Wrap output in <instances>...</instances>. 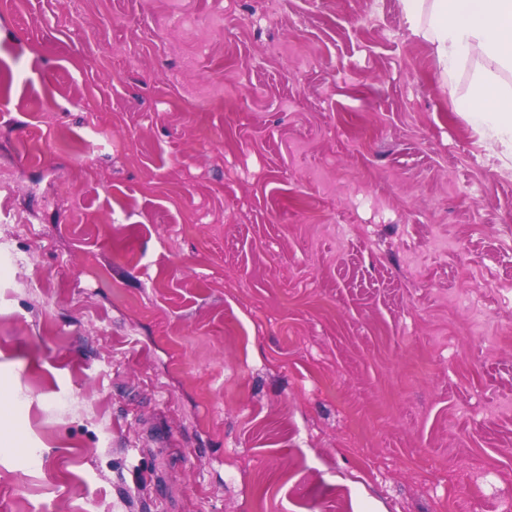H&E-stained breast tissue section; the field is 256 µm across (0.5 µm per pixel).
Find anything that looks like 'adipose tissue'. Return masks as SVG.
Here are the masks:
<instances>
[{
    "instance_id": "1",
    "label": "adipose tissue",
    "mask_w": 512,
    "mask_h": 512,
    "mask_svg": "<svg viewBox=\"0 0 512 512\" xmlns=\"http://www.w3.org/2000/svg\"><path fill=\"white\" fill-rule=\"evenodd\" d=\"M406 19L433 47L443 79L473 59L495 63L477 73L468 95L454 99L456 111L494 143L512 150V0H400Z\"/></svg>"
}]
</instances>
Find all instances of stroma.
Segmentation results:
<instances>
[{"mask_svg": "<svg viewBox=\"0 0 512 512\" xmlns=\"http://www.w3.org/2000/svg\"><path fill=\"white\" fill-rule=\"evenodd\" d=\"M484 67L400 0H0V512H503Z\"/></svg>", "mask_w": 512, "mask_h": 512, "instance_id": "35a3bbf8", "label": "stroma"}]
</instances>
